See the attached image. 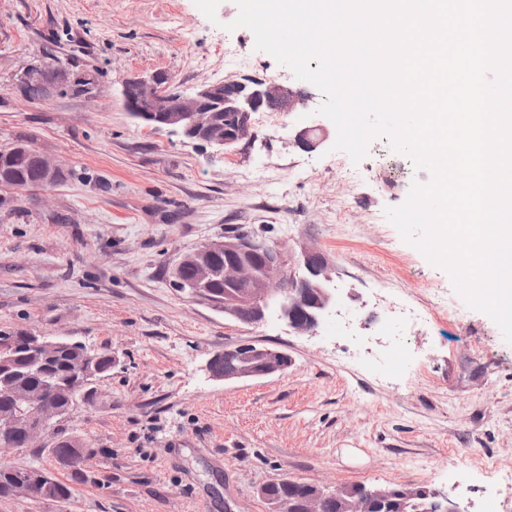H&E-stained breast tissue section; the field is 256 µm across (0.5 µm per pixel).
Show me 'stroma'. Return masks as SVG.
Here are the masks:
<instances>
[{
    "mask_svg": "<svg viewBox=\"0 0 512 512\" xmlns=\"http://www.w3.org/2000/svg\"><path fill=\"white\" fill-rule=\"evenodd\" d=\"M216 15L194 0H0V149L24 144L60 169L47 188L0 187V332L114 359L58 424L94 450L83 475L47 438L4 457L47 468L70 501L10 496L0 512H268L259 489L282 478L425 486L462 512H512V344L384 214L426 170L381 139L353 162L333 125L297 147L314 113H255L251 137L216 154L127 112L124 82L159 71L184 91L242 76L296 84L233 28V0ZM49 59L94 80L95 101L28 100L20 73ZM230 227L323 251L343 336H300L274 313L245 326L177 288L180 259ZM401 339L405 372L367 370ZM241 341L292 364L212 380L208 360Z\"/></svg>",
    "mask_w": 512,
    "mask_h": 512,
    "instance_id": "1",
    "label": "stroma"
}]
</instances>
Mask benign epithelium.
Wrapping results in <instances>:
<instances>
[{
	"instance_id": "7a95c632",
	"label": "benign epithelium",
	"mask_w": 512,
	"mask_h": 512,
	"mask_svg": "<svg viewBox=\"0 0 512 512\" xmlns=\"http://www.w3.org/2000/svg\"><path fill=\"white\" fill-rule=\"evenodd\" d=\"M46 68L58 73L57 82L47 90V95L51 96L64 87L76 86L82 89L85 98L97 97L95 87L84 84L86 78L73 74L56 59L24 69V83H38ZM121 94L127 111L139 122L155 130L179 134L217 152L250 135L252 115L256 112L290 115L313 111L312 96L304 89L259 78L224 79L185 92L172 88L169 77L157 72L127 80ZM326 134L327 129L317 123L302 128L296 143L312 149L325 139ZM216 256L224 257L222 293H215L209 288L214 275L211 261ZM189 264L194 267V278L188 283V291L244 325L265 322L274 303L280 316L296 333L313 335L323 318L336 307V292L329 287V260L316 249L304 248L297 256L288 247L273 243L262 235L247 231L228 232L224 240L206 243L186 255L175 271ZM63 346L80 354L77 373L86 379H96V371L90 368L93 355L82 349L80 343L32 334L26 336V348L37 359L46 360ZM16 349L14 340L0 341V378L3 380L13 374ZM227 353L232 359L222 370L214 367V361H208L211 379L239 381L282 373L291 365L286 352L257 342L239 343ZM10 394L16 402L15 412L0 419V430L20 432L23 439L18 444L1 439L0 455L19 446L29 447L45 437L48 419L59 417L44 391L18 393L12 390ZM42 484V473L33 468L25 480L17 482L15 492L29 496ZM293 485L298 489L296 499L301 505V512H328L329 506L338 502L343 512H370L373 501L390 509V512H406L412 499L432 501L436 512H463L457 503L449 499L440 500L438 494L421 486L405 490L379 486L350 492L342 487L326 491L296 481Z\"/></svg>"
}]
</instances>
